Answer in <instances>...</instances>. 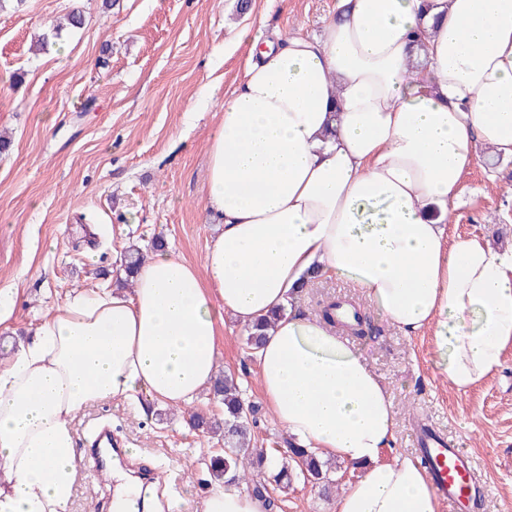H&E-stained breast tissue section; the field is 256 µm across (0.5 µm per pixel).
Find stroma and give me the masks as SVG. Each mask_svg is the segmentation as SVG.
<instances>
[{"label":"stroma","instance_id":"1","mask_svg":"<svg viewBox=\"0 0 512 512\" xmlns=\"http://www.w3.org/2000/svg\"><path fill=\"white\" fill-rule=\"evenodd\" d=\"M0 0V289L13 312L0 326V359L33 333L49 309L78 290L114 287L129 246L163 241L202 265L216 233L203 198L208 143L218 107L244 73L242 27L275 40L320 35L337 0ZM78 29L52 37L69 13ZM54 118L45 127L43 115ZM450 237H477L512 248V161L482 150L449 210ZM95 259H88L87 251ZM360 304L376 331L349 341L380 375L392 397L396 437L381 462L416 457L420 425L446 434L476 460L483 489L461 512H512V347L499 370L471 390L455 391L434 362V339L404 335L343 279H323L315 297ZM218 367L234 372L256 408L253 433L263 448H284L285 429L264 400L243 329L226 321ZM140 406L118 400L87 406L72 421L76 443L110 427L162 473V496L150 512H201L213 487L203 430L186 427L182 409L140 392ZM69 512H94L113 486L76 460ZM281 512H333L335 497L300 481L278 492Z\"/></svg>","mask_w":512,"mask_h":512}]
</instances>
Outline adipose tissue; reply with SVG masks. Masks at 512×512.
I'll return each mask as SVG.
<instances>
[{"mask_svg":"<svg viewBox=\"0 0 512 512\" xmlns=\"http://www.w3.org/2000/svg\"><path fill=\"white\" fill-rule=\"evenodd\" d=\"M224 99L205 201L218 226L203 266L173 251L131 289L81 290L0 361V512H68L71 420L140 390L186 405L215 376L225 318L274 325L255 358L275 419L299 445L362 466L335 512H440L424 468L381 463L395 437L366 357L294 309L336 276L393 328L431 333L436 364L467 392L512 345V250L449 239L448 205L480 148L512 158V0H340L321 36L259 49ZM214 486L202 512H262Z\"/></svg>","mask_w":512,"mask_h":512,"instance_id":"adipose-tissue-1","label":"adipose tissue"}]
</instances>
